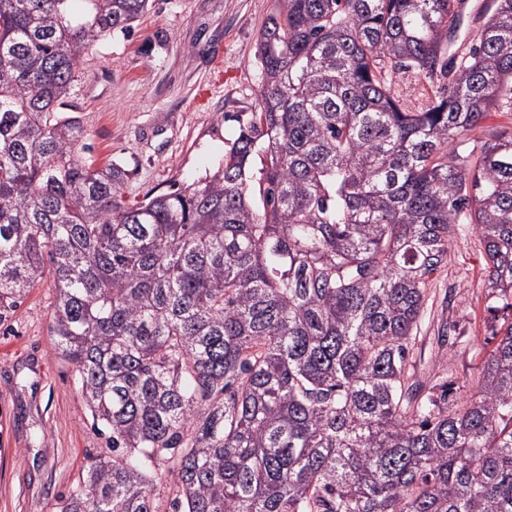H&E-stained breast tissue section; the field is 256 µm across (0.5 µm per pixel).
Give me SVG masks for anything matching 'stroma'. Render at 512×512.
Returning a JSON list of instances; mask_svg holds the SVG:
<instances>
[{"instance_id": "35a3bbf8", "label": "stroma", "mask_w": 512, "mask_h": 512, "mask_svg": "<svg viewBox=\"0 0 512 512\" xmlns=\"http://www.w3.org/2000/svg\"><path fill=\"white\" fill-rule=\"evenodd\" d=\"M277 0H151L127 32L98 42L75 70L74 112L96 164L130 176L127 203L212 173L257 108L255 51ZM482 247L455 234L428 286L410 373L475 393L495 342ZM51 280L0 323V512H54L86 458L104 447L74 367L55 351Z\"/></svg>"}]
</instances>
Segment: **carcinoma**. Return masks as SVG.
<instances>
[{
  "instance_id": "1",
  "label": "carcinoma",
  "mask_w": 512,
  "mask_h": 512,
  "mask_svg": "<svg viewBox=\"0 0 512 512\" xmlns=\"http://www.w3.org/2000/svg\"><path fill=\"white\" fill-rule=\"evenodd\" d=\"M72 2L0 0V323L53 279L106 435L59 512H512V320L459 403L407 368L461 229L512 313V126L460 147L512 106V0L453 65L455 0H279L224 164L132 206L66 111L149 0ZM392 93L408 110H420L432 96L428 81L414 70L397 74L391 81Z\"/></svg>"
}]
</instances>
